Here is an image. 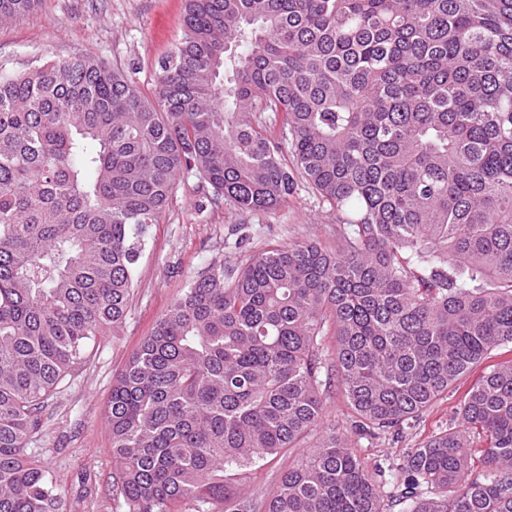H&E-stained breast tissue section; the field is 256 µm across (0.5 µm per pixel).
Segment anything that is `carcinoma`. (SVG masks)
I'll use <instances>...</instances> for the list:
<instances>
[{"label": "carcinoma", "instance_id": "obj_1", "mask_svg": "<svg viewBox=\"0 0 512 512\" xmlns=\"http://www.w3.org/2000/svg\"><path fill=\"white\" fill-rule=\"evenodd\" d=\"M183 26L152 99L89 57L0 73V512H65L26 445L180 173L242 211L303 180L340 232L210 266L143 337L106 411L127 512H245L224 470L321 427L326 336L366 432L512 347V0H186ZM461 415L406 455L405 512H512V359ZM379 472L326 435L266 512H384Z\"/></svg>", "mask_w": 512, "mask_h": 512}]
</instances>
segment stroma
<instances>
[{
    "mask_svg": "<svg viewBox=\"0 0 512 512\" xmlns=\"http://www.w3.org/2000/svg\"><path fill=\"white\" fill-rule=\"evenodd\" d=\"M185 0H37L18 20L0 22V66L21 73L49 57L89 56L124 70L144 96H153L158 64L178 44ZM336 215L306 183L287 204L243 212L214 199L196 175L177 177L160 223L152 225L136 264L126 320L97 342L59 393L45 403L43 431L29 450L62 494L67 512H126L112 461L106 407L112 382L156 319L184 286L212 264L237 267L254 254L293 242L336 243ZM471 371L400 434L356 428L338 384L324 392V426L345 440L367 467H381L383 497L396 494L411 449L431 435L458 427ZM311 432L298 449L270 456L247 469L250 512L266 501L298 451L316 444Z\"/></svg>",
    "mask_w": 512,
    "mask_h": 512,
    "instance_id": "1",
    "label": "stroma"
}]
</instances>
